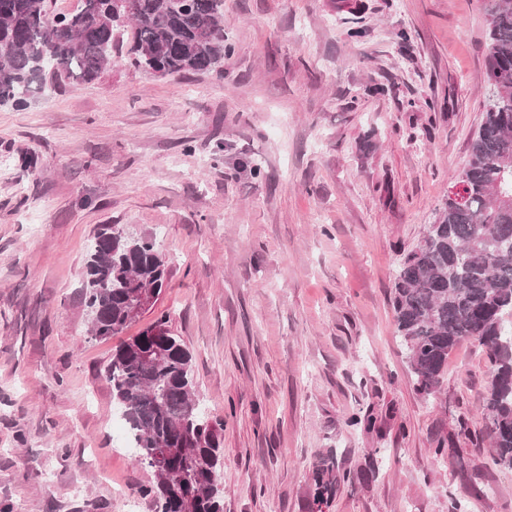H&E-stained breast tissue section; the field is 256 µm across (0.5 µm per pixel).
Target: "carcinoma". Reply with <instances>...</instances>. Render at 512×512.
Returning a JSON list of instances; mask_svg holds the SVG:
<instances>
[{"mask_svg": "<svg viewBox=\"0 0 512 512\" xmlns=\"http://www.w3.org/2000/svg\"><path fill=\"white\" fill-rule=\"evenodd\" d=\"M52 0H0V105L23 109L46 81L89 84L112 63L122 31L135 29L131 65L161 77L210 72L234 46L224 33L223 0H83L73 14ZM489 18L483 122L457 181L466 201L449 197L420 244L401 259L392 288L397 332L417 390L439 388L449 354L476 341L491 364L482 415L497 464L512 468V0H485ZM58 68H43L47 55ZM172 269L149 232L102 226L84 269L89 331L122 334L145 312L149 288L160 296ZM112 401L128 426V447L151 469L144 489L154 512H224L220 423L202 410L193 356L167 318L146 324L113 352L106 368ZM167 453L162 469L154 453ZM351 472L332 459L314 466L313 504L332 497Z\"/></svg>", "mask_w": 512, "mask_h": 512, "instance_id": "1", "label": "carcinoma"}]
</instances>
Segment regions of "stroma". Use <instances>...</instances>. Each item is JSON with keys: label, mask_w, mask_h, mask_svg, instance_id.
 Instances as JSON below:
<instances>
[{"label": "stroma", "mask_w": 512, "mask_h": 512, "mask_svg": "<svg viewBox=\"0 0 512 512\" xmlns=\"http://www.w3.org/2000/svg\"><path fill=\"white\" fill-rule=\"evenodd\" d=\"M359 2L224 0L223 73L155 78L116 51L96 83L0 106V512H153L103 372L121 339L82 303L104 224L170 260L128 332L165 315L191 351L224 512H316L329 456L353 479L326 512H512L485 350L460 345L422 396L390 303L484 117L482 0Z\"/></svg>", "instance_id": "stroma-1"}]
</instances>
